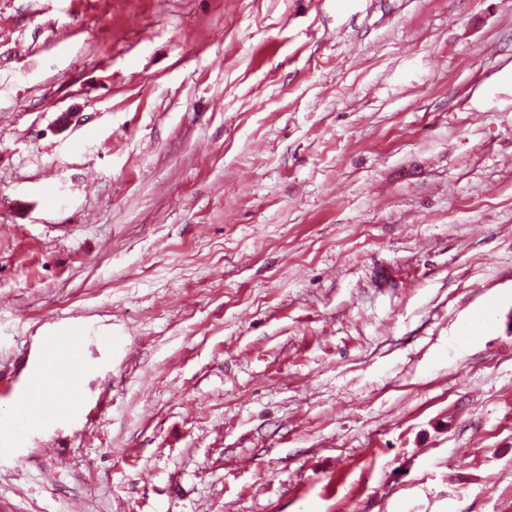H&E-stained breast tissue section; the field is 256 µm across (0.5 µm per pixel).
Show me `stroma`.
I'll list each match as a JSON object with an SVG mask.
<instances>
[{
    "instance_id": "stroma-1",
    "label": "stroma",
    "mask_w": 512,
    "mask_h": 512,
    "mask_svg": "<svg viewBox=\"0 0 512 512\" xmlns=\"http://www.w3.org/2000/svg\"><path fill=\"white\" fill-rule=\"evenodd\" d=\"M61 330L0 512H512V0H0V408ZM64 337L53 335L45 337L46 350L49 347L54 348V355L57 357L58 363L70 368L74 382L76 385V394L79 395L81 377L84 372L85 366L81 363L80 357L77 355V346L69 341V345L66 348L56 349L64 343Z\"/></svg>"
}]
</instances>
